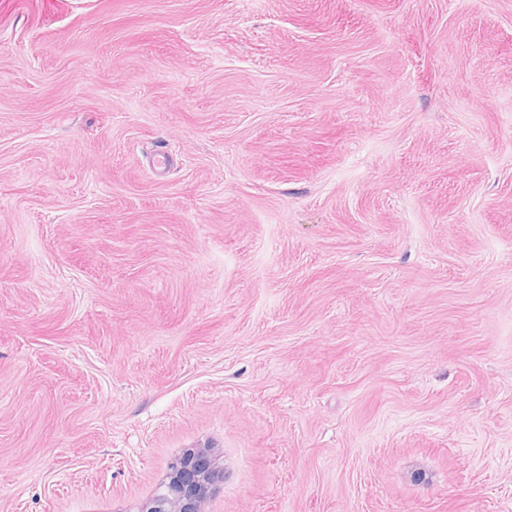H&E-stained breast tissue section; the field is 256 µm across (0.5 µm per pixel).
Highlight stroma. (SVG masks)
Returning <instances> with one entry per match:
<instances>
[{
    "instance_id": "1",
    "label": "stroma",
    "mask_w": 512,
    "mask_h": 512,
    "mask_svg": "<svg viewBox=\"0 0 512 512\" xmlns=\"http://www.w3.org/2000/svg\"><path fill=\"white\" fill-rule=\"evenodd\" d=\"M189 448L209 512H512V0H0V512Z\"/></svg>"
}]
</instances>
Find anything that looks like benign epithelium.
<instances>
[{
    "label": "benign epithelium",
    "instance_id": "7a95c632",
    "mask_svg": "<svg viewBox=\"0 0 512 512\" xmlns=\"http://www.w3.org/2000/svg\"><path fill=\"white\" fill-rule=\"evenodd\" d=\"M168 469V481L144 512H207L224 481V471L214 465L209 450L189 449L172 458Z\"/></svg>",
    "mask_w": 512,
    "mask_h": 512
}]
</instances>
